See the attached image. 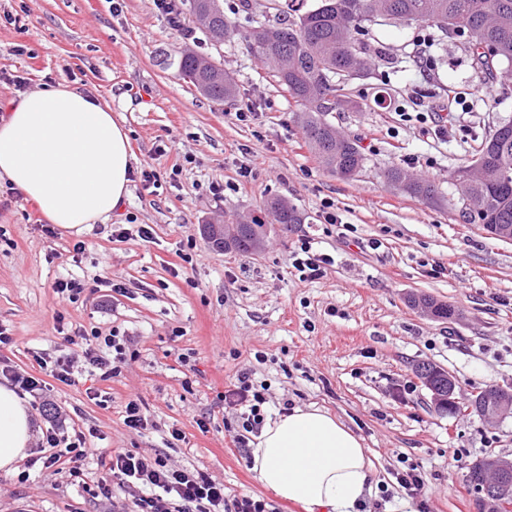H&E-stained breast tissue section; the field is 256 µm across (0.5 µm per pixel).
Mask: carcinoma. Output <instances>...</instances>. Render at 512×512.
Instances as JSON below:
<instances>
[{
  "instance_id": "obj_1",
  "label": "carcinoma",
  "mask_w": 512,
  "mask_h": 512,
  "mask_svg": "<svg viewBox=\"0 0 512 512\" xmlns=\"http://www.w3.org/2000/svg\"><path fill=\"white\" fill-rule=\"evenodd\" d=\"M303 0H287L288 13L244 28L224 14L220 0H188L190 14L210 43L234 36L245 41L262 61L268 76L302 108L305 139L323 167L343 180L355 179L365 156L359 141L341 133L328 120L330 112L351 103L347 86L366 77L378 55L358 35L380 25L378 8L385 5L392 20L418 32L435 30L442 38L464 39V51L482 73L512 77V0H319L301 11ZM204 57L183 51L177 59L180 76L207 99L222 103L237 95L231 74L222 68H202ZM467 194L471 208L461 214L467 224L512 226V122L503 123L483 137L471 161ZM384 179L404 195L425 201L439 198L437 186L400 167L392 166ZM272 223L288 228L302 224L301 213L288 201L266 203ZM269 225L257 220L224 225V239L215 248L253 252L257 237H267ZM432 316L448 321L456 308L424 299Z\"/></svg>"
}]
</instances>
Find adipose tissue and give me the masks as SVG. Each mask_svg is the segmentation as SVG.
Listing matches in <instances>:
<instances>
[{"label":"adipose tissue","instance_id":"1","mask_svg":"<svg viewBox=\"0 0 512 512\" xmlns=\"http://www.w3.org/2000/svg\"><path fill=\"white\" fill-rule=\"evenodd\" d=\"M131 174L123 118L77 88L60 83L24 93L0 120V181L66 234L108 220L127 198ZM33 430L26 405L0 384V470H15ZM250 455L264 488L305 512H353L371 489L373 466L361 438L318 408L267 420Z\"/></svg>","mask_w":512,"mask_h":512}]
</instances>
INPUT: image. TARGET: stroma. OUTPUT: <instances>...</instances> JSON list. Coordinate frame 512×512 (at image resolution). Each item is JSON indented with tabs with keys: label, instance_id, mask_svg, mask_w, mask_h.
<instances>
[{
	"label": "stroma",
	"instance_id": "1",
	"mask_svg": "<svg viewBox=\"0 0 512 512\" xmlns=\"http://www.w3.org/2000/svg\"><path fill=\"white\" fill-rule=\"evenodd\" d=\"M7 12L26 30L0 25V69L28 75L31 91L50 77L110 101L124 118L133 169L155 170L160 182L152 192L131 182L109 223L78 239L46 235L36 205L0 183V327L12 338L0 347V367L41 384L24 396L32 444L16 471H0V512H131L123 486L96 496L105 476L96 458L76 477L31 466L48 453L53 407L66 428L90 434L91 446L207 471L229 500L266 497L248 449L236 443L239 412L223 401L245 369L268 387L267 416L312 406L362 438L374 480L359 512H473L468 467L489 453L512 458V418L491 425L474 414L440 415L413 367L449 370L464 398L512 386V242L457 220L446 205L456 195L454 169L472 160L489 127L512 117V80H489L457 39L434 42V66L421 72L411 27L374 28L381 60L352 83V106L329 115L365 154L362 171L345 181L316 162L300 106L266 78L244 41L212 45L189 18L176 31L154 0H0V15ZM19 43L28 54L16 53ZM186 48L223 63L238 85L234 101L212 102L180 78L174 61ZM447 84L459 93L455 103L436 95ZM415 94L447 117L443 134L406 119ZM249 104L256 118L237 120ZM246 163L253 173L243 178ZM392 166L434 182L443 204L389 186L382 173ZM215 185L223 193L213 195ZM273 197L294 204L305 223L270 233L254 254L219 251L205 237L203 225L230 212L241 222L266 218ZM327 201L340 224H323ZM116 225L125 237L112 238ZM143 225L152 241L139 237ZM304 238L333 260L323 279L301 281L291 266ZM68 275L89 285L74 302L52 292ZM421 294L454 305L461 318L420 314L407 299ZM80 330L125 338L118 376L91 373L74 340ZM38 352L72 358L71 382L41 368ZM132 396L151 429L125 425ZM174 428L183 440L171 438ZM410 465L425 476L414 497L395 479Z\"/></svg>",
	"mask_w": 512,
	"mask_h": 512
}]
</instances>
